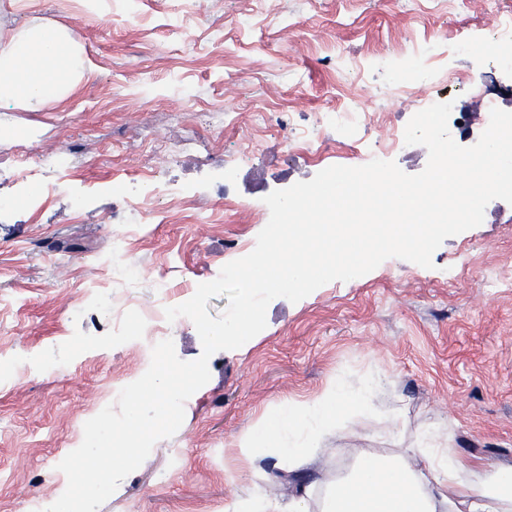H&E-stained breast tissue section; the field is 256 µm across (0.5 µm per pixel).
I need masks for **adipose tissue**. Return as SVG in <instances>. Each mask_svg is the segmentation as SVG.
I'll use <instances>...</instances> for the list:
<instances>
[{"mask_svg":"<svg viewBox=\"0 0 512 512\" xmlns=\"http://www.w3.org/2000/svg\"><path fill=\"white\" fill-rule=\"evenodd\" d=\"M87 69L79 36L28 26L0 33V103L36 112L64 101ZM374 383L351 390L329 383L308 400H291L234 439L239 461L258 465L270 444L288 461L295 489L288 505L252 493L225 502L224 512H512V466L490 470L464 458L440 426L423 427L413 448L360 454L330 484L308 467L313 448L335 423L368 407ZM318 510H311V503Z\"/></svg>","mask_w":512,"mask_h":512,"instance_id":"obj_1","label":"adipose tissue"}]
</instances>
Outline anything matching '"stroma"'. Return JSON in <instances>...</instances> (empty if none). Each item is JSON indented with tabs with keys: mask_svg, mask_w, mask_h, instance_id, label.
Returning a JSON list of instances; mask_svg holds the SVG:
<instances>
[{
	"mask_svg": "<svg viewBox=\"0 0 512 512\" xmlns=\"http://www.w3.org/2000/svg\"><path fill=\"white\" fill-rule=\"evenodd\" d=\"M493 10L512 13V0H0V32L67 28L89 63L61 103L40 112L0 104V127L14 130L0 138V199L25 200L0 210V512H27L34 492L60 496L58 464L110 389L146 372L158 339H172L182 360L201 355L191 321L157 333L138 318L157 299L159 271L187 301L251 252L270 218L265 196L357 163L359 144L332 139L319 165L289 158L288 132L309 129L328 107H368L366 89L382 81L372 63L386 52L439 31L480 44ZM448 65L454 82L398 96L371 139L406 126L426 96L451 91L466 124L461 146L478 141L480 103L458 80L479 63ZM187 138L196 152L164 154ZM60 152L73 159L64 176L32 185L10 169ZM148 169L160 171L167 196L144 224L126 211L123 188ZM120 235L127 248L117 253ZM432 262L392 257L299 302L272 300L266 328L211 356V378L186 401L179 430L99 512H223L249 490L287 503V474L240 469L232 440L332 379L351 389L375 379L380 390L316 448L311 467L326 482L358 452H389L393 431L414 447L427 423L450 428L463 455L512 466V205L489 202L482 224L446 238ZM131 263L142 270L132 287L121 277Z\"/></svg>",
	"mask_w": 512,
	"mask_h": 512,
	"instance_id": "obj_1",
	"label": "stroma"
}]
</instances>
